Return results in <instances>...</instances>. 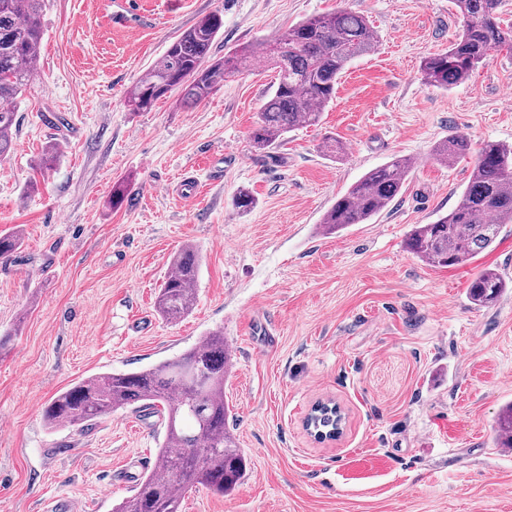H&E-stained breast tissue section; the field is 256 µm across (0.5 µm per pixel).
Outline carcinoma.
Wrapping results in <instances>:
<instances>
[{
    "label": "carcinoma",
    "instance_id": "1",
    "mask_svg": "<svg viewBox=\"0 0 512 512\" xmlns=\"http://www.w3.org/2000/svg\"><path fill=\"white\" fill-rule=\"evenodd\" d=\"M45 0H0V160L13 150L18 98L37 79L43 40ZM462 17L461 31L448 50L426 58L423 80L448 89L469 80L493 52L512 54V21L501 17L503 0H453ZM224 26L215 12L201 18L174 40L129 89L126 104L140 112L151 107L148 92L162 86L178 91L181 102L207 99L224 78L262 56L275 62L279 78L264 102L251 147L267 153L289 132L320 122L336 93V84L356 57L376 49V38L361 14L338 9L307 18L271 42L243 48L222 60L211 49ZM469 150L466 137L455 135L438 144L433 160L453 164ZM412 162L395 157L366 173L323 216L328 234L364 224L399 194ZM505 224H512V146L484 143L476 154L468 184L458 205L431 224H417L407 248L432 266L461 265L490 248ZM20 233L0 237V259L19 248ZM199 263L192 244L170 258L169 272L156 297V312L169 322L188 316L195 305ZM508 288L495 270L476 273L468 297L478 307L494 305ZM229 374L224 332L215 331L179 358L135 372H108L76 382L43 410L50 428H83L119 409L158 414L165 429L154 469L134 494L113 512H179L183 496L199 487L227 496L245 480L250 462L226 426L224 382ZM313 429L327 432L342 422L339 413L320 410ZM498 443L512 447V404L496 421Z\"/></svg>",
    "mask_w": 512,
    "mask_h": 512
}]
</instances>
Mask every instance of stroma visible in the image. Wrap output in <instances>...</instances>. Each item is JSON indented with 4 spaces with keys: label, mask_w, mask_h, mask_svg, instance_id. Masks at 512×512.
<instances>
[{
    "label": "stroma",
    "mask_w": 512,
    "mask_h": 512,
    "mask_svg": "<svg viewBox=\"0 0 512 512\" xmlns=\"http://www.w3.org/2000/svg\"><path fill=\"white\" fill-rule=\"evenodd\" d=\"M363 14L373 53L342 74L319 124L276 158L250 136L276 71L263 60L185 107L171 93L133 112L125 94L184 31L220 12L214 58L336 8ZM461 28L451 0H47L39 76L19 99L0 162V512L71 499L112 512L164 437L156 416L123 410L48 429L43 407L82 378L175 358L220 329L230 354L227 425L251 470L231 495L200 488L180 512H512V451L493 426L512 402V290L476 308L484 268L512 279V224L465 264L431 266L406 240L458 204L472 158L431 157L448 137L512 145V55L498 52L448 89L420 66ZM342 143V154L323 148ZM60 154L46 172V147ZM414 161L399 195L364 224L323 234L325 212L366 172ZM196 178L198 201L174 193ZM129 193L112 204V188ZM250 191L254 208L232 199ZM195 245L192 313L160 317L171 256ZM320 399L342 435L304 428Z\"/></svg>",
    "instance_id": "35a3bbf8"
}]
</instances>
